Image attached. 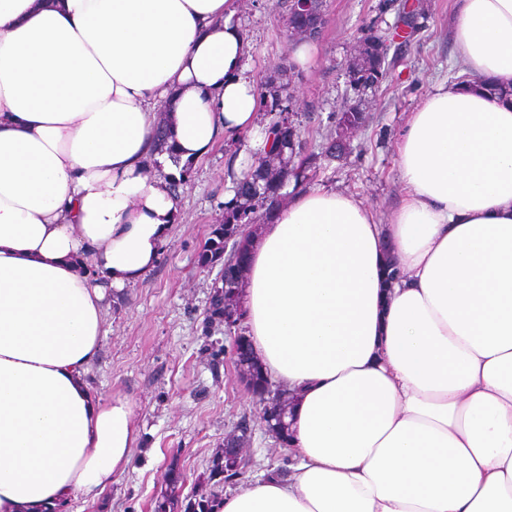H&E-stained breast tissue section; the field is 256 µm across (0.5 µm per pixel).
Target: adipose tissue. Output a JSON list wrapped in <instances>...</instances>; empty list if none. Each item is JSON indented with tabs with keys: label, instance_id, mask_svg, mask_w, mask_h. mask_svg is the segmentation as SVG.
<instances>
[{
	"label": "adipose tissue",
	"instance_id": "obj_1",
	"mask_svg": "<svg viewBox=\"0 0 512 512\" xmlns=\"http://www.w3.org/2000/svg\"><path fill=\"white\" fill-rule=\"evenodd\" d=\"M238 13L0 0V512H68L129 465L136 404L88 373L173 179L260 131ZM450 30L471 82L408 113L399 205L300 188L252 243L243 325L292 399L295 462L221 512H512V99L483 88L512 86V0H454Z\"/></svg>",
	"mask_w": 512,
	"mask_h": 512
}]
</instances>
